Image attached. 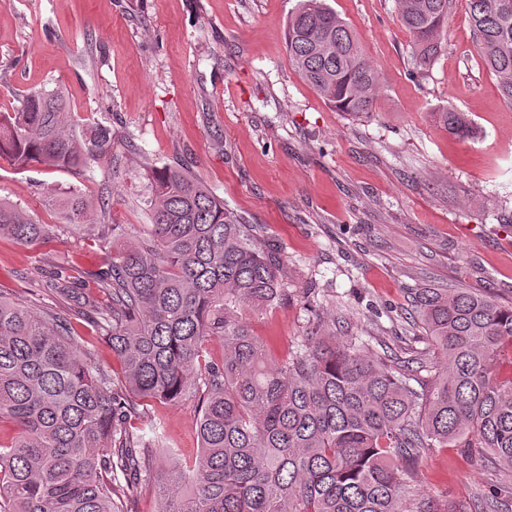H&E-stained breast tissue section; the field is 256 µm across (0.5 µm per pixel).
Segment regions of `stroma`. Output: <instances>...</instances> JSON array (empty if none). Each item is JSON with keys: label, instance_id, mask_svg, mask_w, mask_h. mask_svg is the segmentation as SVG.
<instances>
[{"label": "stroma", "instance_id": "35a3bbf8", "mask_svg": "<svg viewBox=\"0 0 512 512\" xmlns=\"http://www.w3.org/2000/svg\"><path fill=\"white\" fill-rule=\"evenodd\" d=\"M298 0H0V110L32 90L65 85L72 111L110 119L109 172L12 168L0 159V197L56 241L26 247L0 237V295L56 310L53 272L88 274L108 255L63 231L44 186H75L107 203L110 224H145L153 173L187 165L227 208L263 227L286 268V297L245 313L275 355L299 349L315 312L357 336L435 364L429 339L404 311L412 288H473L512 302V105L480 60L467 0H453L444 48L416 68L395 0H329L378 68L371 117L332 108L295 71L285 27ZM446 108L483 133L448 135ZM164 424L182 463L200 450L191 405L151 402L138 426ZM496 497L512 512V474L476 448H429L411 503L477 512Z\"/></svg>", "mask_w": 512, "mask_h": 512}]
</instances>
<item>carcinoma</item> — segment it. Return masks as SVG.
I'll use <instances>...</instances> for the list:
<instances>
[{"label":"carcinoma","mask_w":512,"mask_h":512,"mask_svg":"<svg viewBox=\"0 0 512 512\" xmlns=\"http://www.w3.org/2000/svg\"><path fill=\"white\" fill-rule=\"evenodd\" d=\"M451 3L399 0L417 68L442 51ZM468 12L511 104L512 0H468ZM285 40L294 69L336 111H374L379 72L326 0H299ZM438 123L459 140L480 137L463 112H440ZM112 148L111 122L78 121L61 85L0 112V158L17 169L91 172L112 163ZM45 197L72 231L112 245V263L94 273L109 304L61 272L47 287L64 313L0 296V421L17 431L0 445V512H136L163 438L132 426L142 399L197 402L200 455L184 465L169 453L159 512H408L399 465L450 445L480 448L512 472V377L500 376L512 306L471 288L419 289L413 329L438 358L425 381L415 359L340 339L319 313L301 350L277 359L240 310L283 298L281 255L187 168L155 172L152 224L134 238L124 224L97 223L78 189ZM0 234L46 244L55 227L0 198ZM73 315L108 338L122 375L79 346ZM214 338L219 362L206 357Z\"/></svg>","instance_id":"cac0c4a2"}]
</instances>
